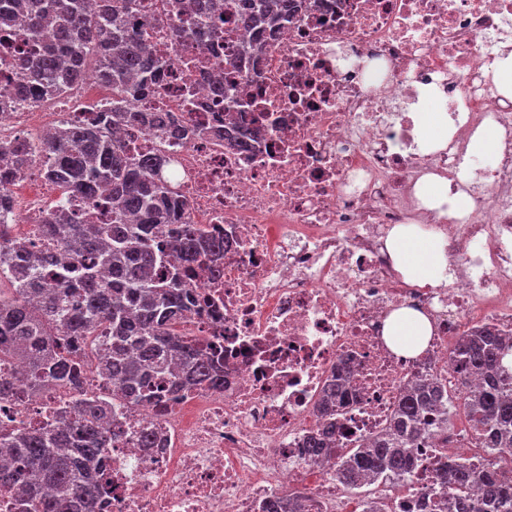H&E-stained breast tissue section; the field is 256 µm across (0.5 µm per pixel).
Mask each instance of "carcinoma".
<instances>
[{
    "label": "carcinoma",
    "mask_w": 512,
    "mask_h": 512,
    "mask_svg": "<svg viewBox=\"0 0 512 512\" xmlns=\"http://www.w3.org/2000/svg\"><path fill=\"white\" fill-rule=\"evenodd\" d=\"M240 20L249 29L272 28L288 18L289 0H245ZM134 0H100L94 10L84 0H0V31L26 12V31L40 51L15 60L25 83L20 99L60 98L70 83L90 68L112 84L118 105L99 111L93 124L66 126L40 148L22 140L0 146V169L21 171L36 151L49 163L46 180L64 196L96 200L94 224L70 223V211L50 209L44 236L61 249L39 270L32 241L13 235L5 223L12 209L0 193V266L9 267V287L0 288V361L22 357V380H0V395L62 382L74 390L84 385L85 340L102 331L108 343L96 357L112 377V395L80 400L74 425L40 428L0 441V462L17 466L0 470V485H17L13 512H98L109 482L92 484L107 436L101 422L111 411L109 398L157 404L163 395L152 382L172 373V385L214 387L219 383L215 359L219 346L175 336L170 325L192 300L188 279L195 268L220 254L224 242L196 224H181L178 202L162 176L161 153L132 152L102 134L121 125L143 124L191 139L199 131L179 128L160 110L139 112L135 103L155 93L165 80L164 65L143 32L131 24ZM182 13L198 18L197 33L210 27L203 0H180ZM461 396L434 378L407 391L388 428L351 449L336 467V478L361 488L372 481L409 477L412 449L425 437L424 416L438 427L448 412L463 414L495 458L512 449V340L488 333L464 336L455 349ZM481 384L472 389L471 380ZM435 484L448 494L447 512H512V468L500 466L474 473L456 459L441 465ZM482 484L473 500L466 490Z\"/></svg>",
    "instance_id": "cac0c4a2"
}]
</instances>
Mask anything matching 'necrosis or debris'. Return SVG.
I'll return each instance as SVG.
<instances>
[{
	"instance_id": "obj_1",
	"label": "necrosis or debris",
	"mask_w": 512,
	"mask_h": 512,
	"mask_svg": "<svg viewBox=\"0 0 512 512\" xmlns=\"http://www.w3.org/2000/svg\"><path fill=\"white\" fill-rule=\"evenodd\" d=\"M239 0H217L218 29L174 40L185 17L138 0L135 27L168 62L153 108L198 126L192 141L160 142L126 127L112 138L143 151L164 148L163 176L184 200L189 223L224 240L218 277L196 271L192 307L178 335L224 346V382L181 388L161 405L117 402L103 429L102 464L112 496L102 512H364L336 480V453L387 427L411 382L437 377L457 390L452 349L489 328L512 335V100L495 74L512 40V0H295L296 13L262 35L239 22ZM263 49L224 64L241 45ZM441 90L461 131L445 149L423 152L410 105ZM237 97L225 127V95ZM112 88L93 71L65 102L0 109V143H39L68 123L110 107ZM503 130L495 155H469L470 137ZM228 128L243 144L217 141ZM447 178L470 201L439 216L415 195L424 176ZM42 160L7 178L14 231L39 254L47 205ZM415 224L442 232L448 268L436 288L404 282L385 248L390 230ZM403 307L431 321L418 355L392 351L387 317ZM344 394L320 403L338 373ZM79 392L62 383L16 400L0 398V438L67 415ZM153 433L157 447L141 439ZM324 435L321 456L307 454ZM410 479L376 483L381 512H442L431 491L439 462L489 459L469 425L429 428Z\"/></svg>"
}]
</instances>
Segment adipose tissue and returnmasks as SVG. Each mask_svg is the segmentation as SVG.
<instances>
[{"mask_svg": "<svg viewBox=\"0 0 512 512\" xmlns=\"http://www.w3.org/2000/svg\"><path fill=\"white\" fill-rule=\"evenodd\" d=\"M416 194L431 209H447L456 214L467 205L466 199L452 193L448 180L425 177L416 186ZM443 235L427 236L413 224L395 226L386 241L395 270L405 282L421 286H438L445 278L448 261ZM433 332L429 319L422 313L401 308L386 320L384 336L392 350L405 356L420 353Z\"/></svg>", "mask_w": 512, "mask_h": 512, "instance_id": "adipose-tissue-1", "label": "adipose tissue"}]
</instances>
